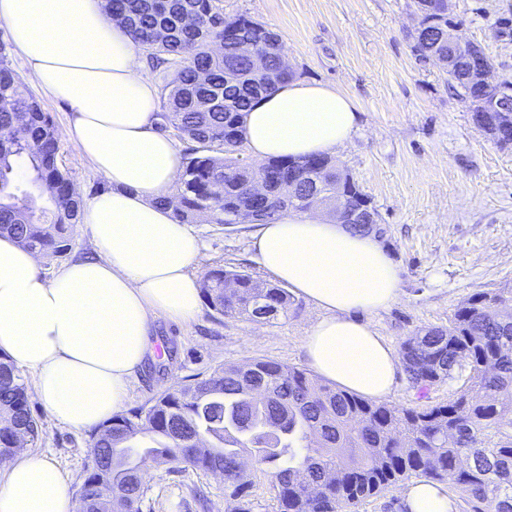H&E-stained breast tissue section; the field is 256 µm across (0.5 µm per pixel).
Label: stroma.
Here are the masks:
<instances>
[{
  "label": "stroma",
  "instance_id": "stroma-1",
  "mask_svg": "<svg viewBox=\"0 0 512 512\" xmlns=\"http://www.w3.org/2000/svg\"><path fill=\"white\" fill-rule=\"evenodd\" d=\"M461 35L482 47L495 73L512 79V0H450ZM227 14H242L279 33L296 79L319 81L349 95L360 112L358 127L334 158L377 210L385 232L379 241L400 270L402 295L388 308L365 315L392 347L414 333L447 327L455 311L477 292L512 287V146L477 129L465 103L451 96L446 73L419 59L409 33L411 0H224ZM0 51L58 134V164L85 200L108 184L75 148L70 114L37 83L0 24ZM205 248L202 269L259 274L251 224L191 226ZM321 317L295 296L287 315L272 323L219 315L202 307L195 321L158 319L152 363L132 381L126 408L144 405L167 388L210 375L228 363L269 359L308 368L304 340ZM453 376L422 391L399 371L387 404L423 407L447 401L463 384ZM37 442L77 491L90 463L91 433L46 418ZM151 512H225L224 483L192 469L178 473L149 463Z\"/></svg>",
  "mask_w": 512,
  "mask_h": 512
}]
</instances>
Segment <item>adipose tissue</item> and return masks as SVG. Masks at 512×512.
<instances>
[{
	"label": "adipose tissue",
	"mask_w": 512,
	"mask_h": 512,
	"mask_svg": "<svg viewBox=\"0 0 512 512\" xmlns=\"http://www.w3.org/2000/svg\"><path fill=\"white\" fill-rule=\"evenodd\" d=\"M0 23L40 85L70 111L69 135L109 184L82 211L93 257L69 260L54 278L38 254L0 237V353L35 376L34 396L80 431L125 403L131 380L154 357L157 318L195 320L194 272L202 243L158 204L181 172L174 141L156 128L159 94L127 31L104 0H0ZM251 158L335 153L358 127L353 100L317 82H293L244 118ZM252 248L262 268L323 310L304 348L314 371L367 398L389 395L396 351L364 312L401 296L397 265L372 236L315 212L259 225ZM403 512H455L437 484L401 492ZM0 512H72L62 470L25 451L0 467Z\"/></svg>",
	"instance_id": "1"
}]
</instances>
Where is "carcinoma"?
<instances>
[{
    "label": "carcinoma",
    "mask_w": 512,
    "mask_h": 512,
    "mask_svg": "<svg viewBox=\"0 0 512 512\" xmlns=\"http://www.w3.org/2000/svg\"><path fill=\"white\" fill-rule=\"evenodd\" d=\"M111 21L163 62L176 67L160 91L163 125L193 143L183 159L177 192L162 200L181 224L208 211L210 223H229L224 201L250 203L252 183L299 175V188L269 213L327 209L343 172L329 156L270 158L241 163L244 116L261 96L288 83L294 72L260 43L264 70L240 79L218 52L224 31L243 16L224 14L222 0H106ZM413 51L429 59L447 49L448 25L422 15ZM448 91L467 105L487 93L458 67L447 72ZM18 113L27 121L0 139V234L44 257L67 251L80 223L82 200L70 196L66 171L55 161L58 137L23 83L0 59V125ZM232 280L237 288L225 292ZM200 290L221 315L271 322L287 315L290 296L245 271L209 269ZM402 361L422 390L453 372L467 382L448 399L427 407L397 408L330 386L305 369L268 359L227 364L211 375L167 389L148 403L115 414L96 428L90 453L112 449V467L87 468L80 489L98 481L104 493L87 499L86 512H143L149 488L136 460L149 457L205 474L224 475L228 512H251L250 476L239 470L245 449H255L268 474L276 512H350L412 475L459 489L468 512H512V297L476 293L448 328L422 330L401 345ZM35 444L44 433L33 414L20 371L0 354V459L14 455L17 434ZM204 443L194 446L197 435Z\"/></svg>",
    "instance_id": "1"
}]
</instances>
